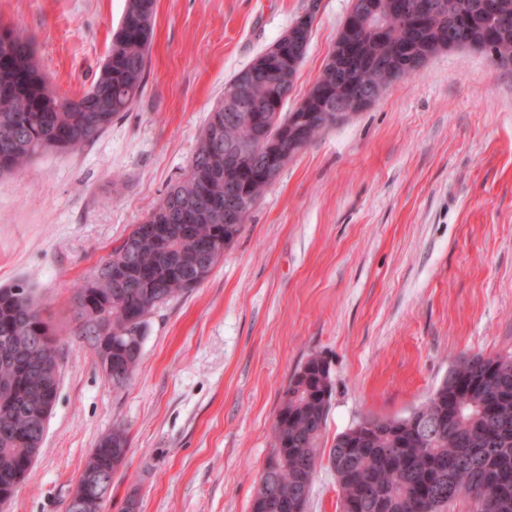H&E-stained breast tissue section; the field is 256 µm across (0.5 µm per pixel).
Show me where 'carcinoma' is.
Wrapping results in <instances>:
<instances>
[{"label": "carcinoma", "instance_id": "cac0c4a2", "mask_svg": "<svg viewBox=\"0 0 512 512\" xmlns=\"http://www.w3.org/2000/svg\"><path fill=\"white\" fill-rule=\"evenodd\" d=\"M124 17L132 23L114 31L112 62L77 99L47 94L30 41L11 27L0 34V177L41 153L83 147L130 109L146 82L155 0H126ZM310 36L308 30L292 41L283 34L233 76L224 93L235 89L245 97L252 118L222 103L210 112L183 178L112 249L97 285L77 289L78 335L92 350L109 327L113 363L137 369L147 316L203 283L244 230L251 210L238 208L237 200L248 187L263 197L264 149L283 127L308 128L310 143L336 124L339 109L388 89L401 73L412 75L450 40L511 68L512 0H352L323 71L284 116ZM150 224L164 226L169 250L149 238ZM20 333L48 337L51 353L62 354L36 301L25 304L1 287L0 336ZM27 361L20 351L13 364L0 363V388L15 387V404L0 400V495L10 498L30 477L41 447L20 410L40 400L37 385L22 381ZM332 393L330 364L318 355L290 378L272 426L283 464L265 467L251 512H305L325 456L339 486V512H448L462 497L472 499V512H512V352L459 358L415 420L370 434L351 427L327 450L322 436ZM96 448L82 475L111 481L126 465L127 429L115 426L112 443Z\"/></svg>", "mask_w": 512, "mask_h": 512}]
</instances>
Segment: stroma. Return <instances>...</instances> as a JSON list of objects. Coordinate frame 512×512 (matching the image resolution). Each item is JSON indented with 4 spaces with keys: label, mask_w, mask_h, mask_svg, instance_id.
<instances>
[{
    "label": "stroma",
    "mask_w": 512,
    "mask_h": 512,
    "mask_svg": "<svg viewBox=\"0 0 512 512\" xmlns=\"http://www.w3.org/2000/svg\"><path fill=\"white\" fill-rule=\"evenodd\" d=\"M351 0H156L147 81L82 149L0 179V287L27 283L63 341L30 479L0 512H64L121 424L130 446L104 512H251L291 376L325 357L324 446L404 418L460 355L512 351V69L437 53L293 156L224 260L147 317L120 389L77 339L72 297L191 162L226 82L315 10L288 109L314 84ZM125 0H0L57 92L87 91Z\"/></svg>",
    "instance_id": "1"
}]
</instances>
